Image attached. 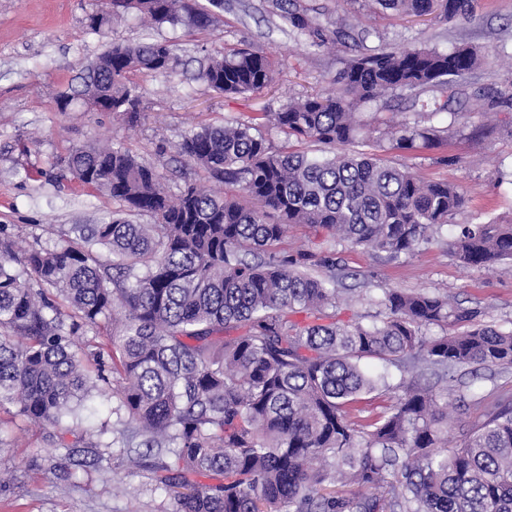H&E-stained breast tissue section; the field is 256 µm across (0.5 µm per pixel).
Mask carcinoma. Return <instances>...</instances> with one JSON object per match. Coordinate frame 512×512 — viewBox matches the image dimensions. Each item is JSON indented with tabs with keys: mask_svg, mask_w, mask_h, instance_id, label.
<instances>
[{
	"mask_svg": "<svg viewBox=\"0 0 512 512\" xmlns=\"http://www.w3.org/2000/svg\"><path fill=\"white\" fill-rule=\"evenodd\" d=\"M397 14L470 16V0H376ZM135 13L157 24L215 23L196 0H128L87 18L103 35L111 17ZM302 35L322 30L289 14ZM480 60L393 45L349 59L332 87L263 113L262 124L324 145L356 140L358 110L375 104L392 147L434 148L448 130L399 123L388 100L408 95L421 111L447 108L419 94L453 89ZM176 44L112 45L86 68L66 106L137 118L132 77L173 74ZM271 55L250 46L205 51L196 78L222 95L261 92L274 80ZM179 154L222 193L164 177L121 143L87 142L64 163L83 186L122 209L106 224L76 226L55 249L18 250L0 225V405L43 425L82 421V411L119 384L125 448L149 454L173 512H512V392L493 399L454 385L467 369H512V328L428 291H389L385 318L370 326L339 317L336 263L280 244L293 226L392 257L431 241L464 205L454 184L422 181L372 152L315 157L273 148L257 123L226 121L191 130ZM147 216L149 224L139 221ZM474 268L512 264V222L467 224L452 242ZM36 278L31 284L30 277ZM306 315L308 322L296 320ZM120 316L119 331L88 351L74 336ZM468 329L426 337L431 326ZM227 328L239 331L226 336ZM363 358L381 361L371 371ZM402 375L390 383L388 368ZM112 377H107V373ZM372 393L389 404L362 421L353 407ZM471 400L480 419L448 447V395ZM82 429L49 471H97L103 461ZM145 451H140V448Z\"/></svg>",
	"mask_w": 512,
	"mask_h": 512,
	"instance_id": "1",
	"label": "carcinoma"
}]
</instances>
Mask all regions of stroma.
<instances>
[{"label": "stroma", "instance_id": "35a3bbf8", "mask_svg": "<svg viewBox=\"0 0 512 512\" xmlns=\"http://www.w3.org/2000/svg\"><path fill=\"white\" fill-rule=\"evenodd\" d=\"M100 6V0H0V224L9 225L19 246H59L71 238L73 226L103 223L118 210L110 196L80 187L63 164L76 144L123 143L156 167L175 192L188 171L177 152L186 132L230 119L250 122L327 89L363 48L466 45L482 62L461 81L446 112H418L403 99L392 103L400 119L448 128L447 141L435 149L386 154L418 178L456 184L465 206L431 243L395 259L327 241L308 227L290 229L282 247L291 254L331 256L345 269L337 284L342 319L371 325L384 316L379 300L385 291L424 290L478 309L483 323L512 327V270L465 267L450 250L458 225L512 221V0H473L472 19L444 22L403 19L374 0H224L207 31L125 14L113 19L103 38L85 27ZM293 12L321 25L325 46L296 35L289 21ZM151 39L176 43L188 72L136 76L142 96L136 123L121 113L60 111V95L77 88L83 68L111 44ZM241 44L276 57L271 89L225 97L196 80L201 47ZM53 432L17 416L12 405L0 406V469H16L18 476L0 491V512H172L154 458L131 465L110 432L99 438L110 447L103 472H80L68 481L49 473V459L62 453Z\"/></svg>", "mask_w": 512, "mask_h": 512}]
</instances>
